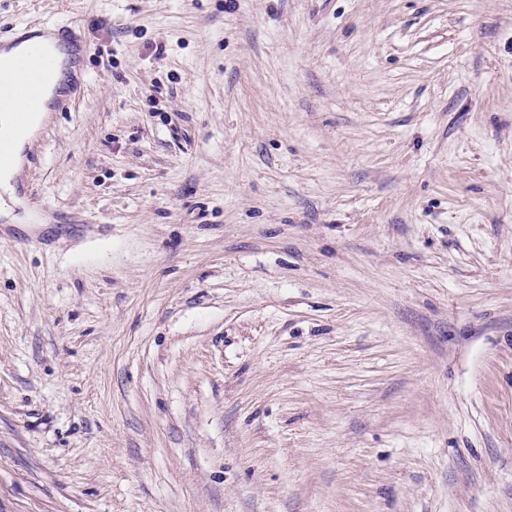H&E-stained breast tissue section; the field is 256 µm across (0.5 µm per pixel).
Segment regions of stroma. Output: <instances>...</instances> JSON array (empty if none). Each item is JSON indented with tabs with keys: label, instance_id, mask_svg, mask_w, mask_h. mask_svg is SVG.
Segmentation results:
<instances>
[{
	"label": "stroma",
	"instance_id": "stroma-1",
	"mask_svg": "<svg viewBox=\"0 0 512 512\" xmlns=\"http://www.w3.org/2000/svg\"><path fill=\"white\" fill-rule=\"evenodd\" d=\"M63 25L0 512H512V0H0Z\"/></svg>",
	"mask_w": 512,
	"mask_h": 512
}]
</instances>
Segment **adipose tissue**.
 <instances>
[{
    "mask_svg": "<svg viewBox=\"0 0 512 512\" xmlns=\"http://www.w3.org/2000/svg\"><path fill=\"white\" fill-rule=\"evenodd\" d=\"M22 108L19 102L0 107V143L7 145L10 154L9 163L0 167V191L9 197L15 192L14 179L23 162L24 148L47 118L46 113L40 112L25 124H18L16 115Z\"/></svg>",
    "mask_w": 512,
    "mask_h": 512,
    "instance_id": "obj_1",
    "label": "adipose tissue"
}]
</instances>
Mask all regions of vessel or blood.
<instances>
[{"instance_id":"1","label":"vessel or blood","mask_w":512,"mask_h":512,"mask_svg":"<svg viewBox=\"0 0 512 512\" xmlns=\"http://www.w3.org/2000/svg\"><path fill=\"white\" fill-rule=\"evenodd\" d=\"M54 35V41L30 49L20 58L16 68L8 71L0 69V90L8 89L13 98L25 103L26 111L30 114L41 108V89L57 50H65L67 64L73 72L78 73L83 69L86 44L74 38L66 27L55 30Z\"/></svg>"}]
</instances>
